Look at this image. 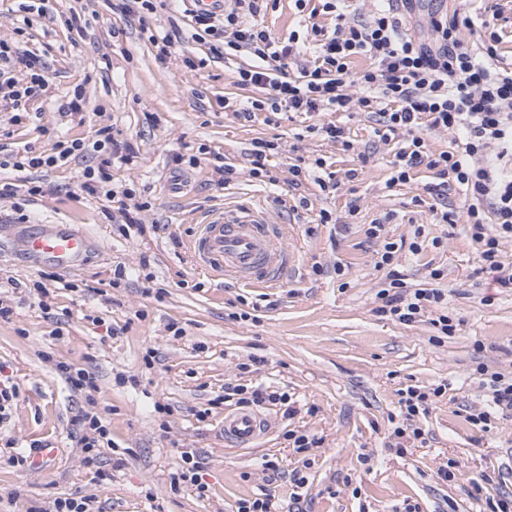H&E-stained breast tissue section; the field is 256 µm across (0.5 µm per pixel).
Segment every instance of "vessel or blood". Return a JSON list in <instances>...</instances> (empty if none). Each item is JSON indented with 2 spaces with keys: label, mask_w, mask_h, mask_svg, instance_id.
Masks as SVG:
<instances>
[{
  "label": "vessel or blood",
  "mask_w": 512,
  "mask_h": 512,
  "mask_svg": "<svg viewBox=\"0 0 512 512\" xmlns=\"http://www.w3.org/2000/svg\"><path fill=\"white\" fill-rule=\"evenodd\" d=\"M280 225L248 206L213 212L199 224L188 246L198 265L222 280L252 288L279 282L292 266L291 253L281 246ZM97 239L61 224H47L22 240L23 255L68 272L81 266ZM260 413L238 408L224 415V440L238 448L252 445L266 430Z\"/></svg>",
  "instance_id": "obj_1"
}]
</instances>
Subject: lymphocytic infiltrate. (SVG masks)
Instances as JSON below:
<instances>
[{"mask_svg": "<svg viewBox=\"0 0 512 512\" xmlns=\"http://www.w3.org/2000/svg\"><path fill=\"white\" fill-rule=\"evenodd\" d=\"M293 3L296 12L307 14L309 21L304 31H291L285 38L274 36L264 24L277 0H233L224 13L192 16L193 36L209 44L213 58L244 53L252 59L251 65L239 68L236 84L260 90L263 96L238 104L237 117L251 122L259 112L281 109L306 116L336 112L342 114V121L311 124L307 130L324 135L348 152L356 150L357 143L346 120L365 113L381 141H403L392 162L388 186L408 184L420 169L432 172L440 186H454L463 200L466 235L483 271L498 287L512 289V264L501 259L502 245L512 242V68L501 64L502 37L493 31V16L478 23L491 36L483 51L476 53L461 38L462 29L477 24L465 14L431 12L419 31L411 32L402 13L418 0H400L399 6L377 9L368 21L351 17L345 0ZM322 15L331 17L332 25L320 24ZM360 57L364 66L353 70ZM294 59L299 65L293 70L289 63ZM354 84L362 90L356 98L348 92ZM49 86L48 68L40 58L20 50L15 41L0 38V101L10 110L8 124L18 123L31 104L46 96ZM426 128L457 135L455 148L431 150L421 135ZM88 155L94 162L81 174V191L119 201L126 218L120 227L123 236L142 232L137 214L144 210V203L134 190L118 195L111 187L113 163H132L136 151L111 128H100L89 139L57 141L48 155L24 152L1 162L22 172L61 167ZM387 223V218H377L365 230L367 239L377 246L374 267L385 274L375 294L376 313L403 325L426 316L438 335H453L456 324L448 314L445 295L434 286L443 279V269L429 270L431 287L414 288L396 268L400 252L421 254L425 246L439 247L440 237H426L419 227L412 239H397L390 236ZM477 372L486 404L468 419L487 428L495 416H512V375L491 372L482 365ZM447 391L444 383L427 390L416 386L401 390L399 418L389 433L390 450L405 455L408 442L422 439L421 416ZM224 399L239 407L280 405L288 417L296 413L287 393L260 386L226 387ZM79 426L84 465L96 468L99 481H108V473L97 468L99 450L108 435L102 414L92 408L84 411Z\"/></svg>", "mask_w": 512, "mask_h": 512, "instance_id": "1", "label": "lymphocytic infiltrate"}]
</instances>
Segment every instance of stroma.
I'll return each instance as SVG.
<instances>
[{"instance_id":"obj_1","label":"stroma","mask_w":512,"mask_h":512,"mask_svg":"<svg viewBox=\"0 0 512 512\" xmlns=\"http://www.w3.org/2000/svg\"><path fill=\"white\" fill-rule=\"evenodd\" d=\"M75 11L88 21L80 34L65 24ZM144 25L170 28L168 11L141 24L122 14L117 0H48L46 14L34 17L24 35L29 49L45 51L53 84L49 99L31 105L11 136L0 137V154L40 153L59 136L88 138L112 126L138 153L134 163L113 166L112 187L135 189L148 207L138 214L145 232L127 239L117 208L80 191L82 162L39 172L47 192L29 206L31 222L65 224L99 241L82 266L46 281L43 301L34 283L52 266L20 259L27 227L15 218L18 199L0 197V304L14 311L11 321H0V365L18 392L8 429L21 451L39 445L55 451L27 471L0 464V512H38L70 495L94 496L99 512H233L238 499L266 488L275 491L279 512H405L410 504L418 512H485L486 498L512 495V419L485 432L464 410L484 403L478 364L512 371V290L492 284L460 225L433 223L422 199L432 173L422 170L411 183L386 188L399 143L380 142L362 115L350 127L371 153L364 162L305 133L302 118L240 120L224 101L245 97L235 73L248 57L211 60L208 45L193 40L185 24L180 48L204 67L192 71L175 58L162 63L140 32ZM76 88L86 98L82 126L58 112ZM257 138L280 145L269 159L276 184L251 173L248 154ZM176 154L198 163L175 171ZM297 158L325 159L339 193L324 197L309 182L289 188L288 165ZM221 163L234 167L231 181L218 171ZM351 169L356 179H348ZM352 200L358 215L348 224ZM227 204L263 208L283 226L281 243L295 260L280 287L222 283L196 266L187 243L207 212ZM323 208L336 223H319ZM388 212L393 236L411 238L422 224L441 237L439 248L402 254L399 262L415 288L427 286V267L444 269L439 286L458 324L454 336L437 343L428 320L405 326L375 313L382 274L373 267L364 226ZM316 266L321 275L313 274ZM339 266L347 271L343 289ZM119 267L126 277L116 288ZM176 326L182 335L173 334ZM110 327L117 330L111 337ZM151 350L157 358L149 365ZM254 356L264 365L244 370ZM61 362L96 380L94 397L112 440L100 454L112 474L108 484L81 462L78 418L88 404L61 377ZM230 383L277 387L292 396L298 413L288 419L279 407L264 406L268 433L251 449L227 447L222 395ZM439 383L448 384V394L422 420L425 442L397 456L386 442L400 389ZM158 402L169 414L155 413ZM291 429L321 438L310 467L289 448L284 434ZM185 448L202 452L207 498L190 486H170ZM266 457L303 468L300 503L292 502L288 480L269 481L261 467ZM450 459L455 477L445 482L437 469ZM495 470L504 479L474 491V482Z\"/></svg>"}]
</instances>
